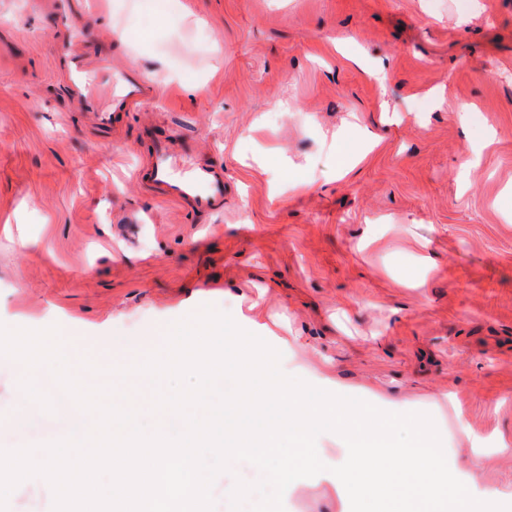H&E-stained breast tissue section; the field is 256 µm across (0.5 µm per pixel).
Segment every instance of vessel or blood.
I'll list each match as a JSON object with an SVG mask.
<instances>
[{"label": "vessel or blood", "mask_w": 512, "mask_h": 512, "mask_svg": "<svg viewBox=\"0 0 512 512\" xmlns=\"http://www.w3.org/2000/svg\"><path fill=\"white\" fill-rule=\"evenodd\" d=\"M54 21V59L64 74L68 95L77 100L94 125L111 126L115 112L133 105H148L153 96L141 75L127 70L112 76L111 59L85 50V30L75 23L77 11L86 10L85 0H48ZM172 142L157 143L149 167L152 181L173 200L190 202L197 210L213 211L224 206V174L213 167H199L178 176L173 171Z\"/></svg>", "instance_id": "1"}]
</instances>
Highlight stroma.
<instances>
[{"mask_svg": "<svg viewBox=\"0 0 512 512\" xmlns=\"http://www.w3.org/2000/svg\"><path fill=\"white\" fill-rule=\"evenodd\" d=\"M105 3L84 24L156 96L98 130L54 70L51 18L0 0V323L58 325L90 357L205 305L281 321L296 377L407 400L449 461L480 453L483 484L512 486V0ZM150 132L178 171L222 167L223 210L149 185ZM20 379L0 373V448L67 431ZM283 507L346 503L307 478Z\"/></svg>", "mask_w": 512, "mask_h": 512, "instance_id": "obj_1", "label": "stroma"}]
</instances>
